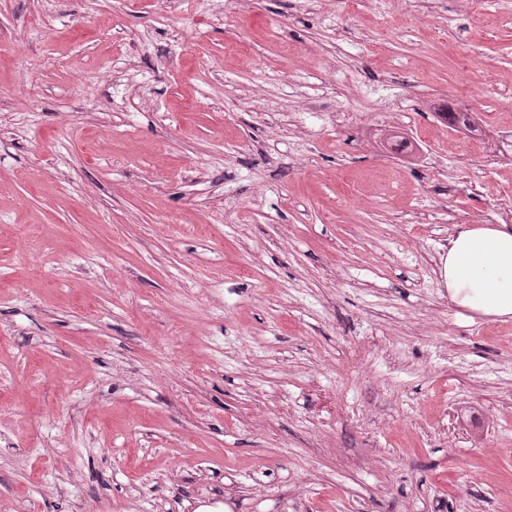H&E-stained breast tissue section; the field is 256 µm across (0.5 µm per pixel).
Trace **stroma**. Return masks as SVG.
Returning <instances> with one entry per match:
<instances>
[{"instance_id": "stroma-1", "label": "stroma", "mask_w": 512, "mask_h": 512, "mask_svg": "<svg viewBox=\"0 0 512 512\" xmlns=\"http://www.w3.org/2000/svg\"><path fill=\"white\" fill-rule=\"evenodd\" d=\"M511 199L512 0H0V512H512ZM472 224L448 239L443 278L459 308L512 317V225Z\"/></svg>"}]
</instances>
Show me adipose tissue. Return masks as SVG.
Wrapping results in <instances>:
<instances>
[{
    "instance_id": "obj_1",
    "label": "adipose tissue",
    "mask_w": 512,
    "mask_h": 512,
    "mask_svg": "<svg viewBox=\"0 0 512 512\" xmlns=\"http://www.w3.org/2000/svg\"><path fill=\"white\" fill-rule=\"evenodd\" d=\"M443 278L459 308L512 317V225L472 224L448 240Z\"/></svg>"
}]
</instances>
